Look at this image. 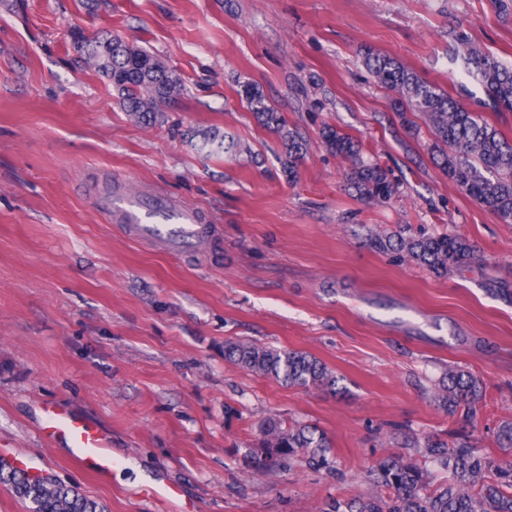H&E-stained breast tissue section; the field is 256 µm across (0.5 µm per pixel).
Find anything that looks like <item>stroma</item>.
<instances>
[{"label": "stroma", "instance_id": "35a3bbf8", "mask_svg": "<svg viewBox=\"0 0 512 512\" xmlns=\"http://www.w3.org/2000/svg\"><path fill=\"white\" fill-rule=\"evenodd\" d=\"M0 0V458L75 488L104 512H319L377 493L366 477L407 439L457 430L434 399L449 367L479 376L472 430L512 419V224L435 166L428 130L409 134L360 51L398 58L452 90L450 31L512 62V0ZM118 35L163 58L184 91L162 122L131 121L74 47ZM260 87L309 152L281 173L277 136L240 96ZM361 140L398 194L367 206L321 139ZM219 128L252 158L207 156ZM196 207L220 244L176 255L126 235L100 208L124 190ZM457 233L485 268L438 277L372 248L368 235ZM249 339L307 352L339 392L287 387L224 357ZM66 408L106 433L107 480L43 435ZM304 422L334 442L336 480L299 466L259 476L242 448L258 423Z\"/></svg>", "mask_w": 512, "mask_h": 512}]
</instances>
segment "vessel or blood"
<instances>
[{
	"label": "vessel or blood",
	"mask_w": 512,
	"mask_h": 512,
	"mask_svg": "<svg viewBox=\"0 0 512 512\" xmlns=\"http://www.w3.org/2000/svg\"><path fill=\"white\" fill-rule=\"evenodd\" d=\"M106 210L131 236L148 239L163 250L187 253L199 242L217 238L215 225L201 212L166 199H145L125 192L108 199ZM47 418L48 435L65 442L75 466L100 477L111 473L115 460L103 432L69 413L52 410Z\"/></svg>",
	"instance_id": "vessel-or-blood-1"
}]
</instances>
